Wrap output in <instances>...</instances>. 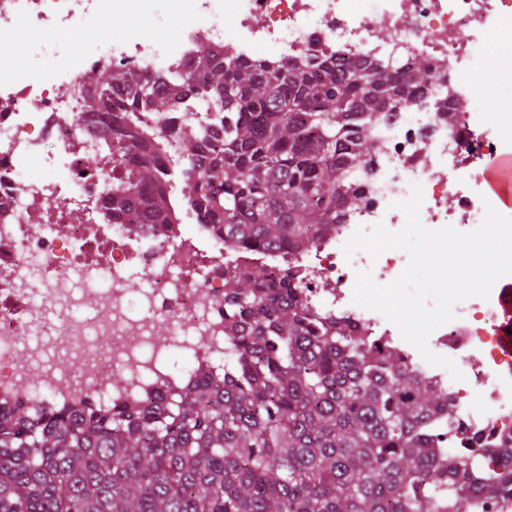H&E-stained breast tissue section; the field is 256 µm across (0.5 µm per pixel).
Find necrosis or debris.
<instances>
[{"mask_svg": "<svg viewBox=\"0 0 512 512\" xmlns=\"http://www.w3.org/2000/svg\"><path fill=\"white\" fill-rule=\"evenodd\" d=\"M187 0L173 23L176 38L153 31L148 0H0V44L20 32L51 42L76 25L111 19L119 7L139 14L137 33L116 29L92 53L73 51L42 70L0 77V407L82 408L88 401L125 405L178 388L224 361V268L262 263L290 272L310 308L325 319L400 351L409 366L446 393L453 442L479 440L512 449V351L499 326L512 299V275L489 299L458 303L454 317L428 338L429 349L463 373L428 364L382 314L352 302L360 271L381 283L400 277L408 260L392 249L346 256L358 229L403 228L396 204L420 185L419 217L433 228L470 231L483 219L482 176L475 160H496L501 142L491 119L511 103L483 104L472 71L488 53L493 30L512 21V0ZM233 26H225V17ZM388 20L391 41L368 39L370 17ZM205 42L240 61L295 58L314 50L383 58L396 45L427 59L435 72L418 111L376 126L378 150L361 177L362 200L335 233L311 251L235 252L212 225L148 227L104 224L107 197L93 160L100 137L78 92L91 69L108 65L149 77L183 66ZM447 109H440V100ZM57 151H46L49 141ZM108 252V264L98 256ZM165 320L166 333L156 323ZM26 365L17 362L19 352ZM185 361L172 367V354ZM112 373L101 385L97 377Z\"/></svg>", "mask_w": 512, "mask_h": 512, "instance_id": "4bbe7bcc", "label": "necrosis or debris"}]
</instances>
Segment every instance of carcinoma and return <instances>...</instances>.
<instances>
[{"label": "carcinoma", "instance_id": "obj_1", "mask_svg": "<svg viewBox=\"0 0 512 512\" xmlns=\"http://www.w3.org/2000/svg\"><path fill=\"white\" fill-rule=\"evenodd\" d=\"M112 223L172 224L157 155L186 160L182 202L235 251H308L361 192L375 127L421 104L429 64L341 55L252 63L196 46L187 72L84 79ZM219 122L158 128L190 98ZM445 397L393 349L314 315L286 272L224 267V365L143 406L0 409V512H465L512 491V459L453 450Z\"/></svg>", "mask_w": 512, "mask_h": 512}]
</instances>
